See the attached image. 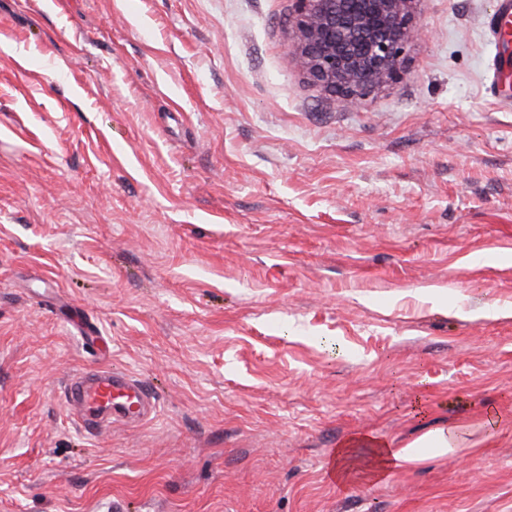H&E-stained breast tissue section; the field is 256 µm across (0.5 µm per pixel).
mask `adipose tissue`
<instances>
[{
  "mask_svg": "<svg viewBox=\"0 0 512 512\" xmlns=\"http://www.w3.org/2000/svg\"><path fill=\"white\" fill-rule=\"evenodd\" d=\"M461 445L462 442L453 429L430 431L399 448L368 435L357 434L336 448L332 457V477L341 485L356 477L379 480L394 466L416 462L426 453L433 456L445 455Z\"/></svg>",
  "mask_w": 512,
  "mask_h": 512,
  "instance_id": "1",
  "label": "adipose tissue"
}]
</instances>
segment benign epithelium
Here are the masks:
<instances>
[{
	"instance_id": "1",
	"label": "benign epithelium",
	"mask_w": 512,
	"mask_h": 512,
	"mask_svg": "<svg viewBox=\"0 0 512 512\" xmlns=\"http://www.w3.org/2000/svg\"><path fill=\"white\" fill-rule=\"evenodd\" d=\"M418 0H295L291 51L309 79L361 99L400 80L407 47L423 34Z\"/></svg>"
}]
</instances>
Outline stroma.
Returning <instances> with one entry per match:
<instances>
[{
	"label": "stroma",
	"instance_id": "35a3bbf8",
	"mask_svg": "<svg viewBox=\"0 0 512 512\" xmlns=\"http://www.w3.org/2000/svg\"><path fill=\"white\" fill-rule=\"evenodd\" d=\"M294 7L0 0V512H512L496 0H419L408 75L360 100L299 67ZM100 367L156 415L81 428ZM423 448L433 456L445 455L463 448L454 429H435L401 448L377 441L366 434H355L336 448L332 457V477L344 485L355 477L366 480L384 478L394 466L413 463L423 457Z\"/></svg>",
	"mask_w": 512,
	"mask_h": 512
}]
</instances>
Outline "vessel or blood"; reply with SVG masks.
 <instances>
[{"mask_svg": "<svg viewBox=\"0 0 512 512\" xmlns=\"http://www.w3.org/2000/svg\"><path fill=\"white\" fill-rule=\"evenodd\" d=\"M495 28L499 39L497 68L504 71L512 68L506 47L512 41V0H501ZM69 393L71 401L81 407L85 424L96 430L111 428L115 423L139 425L156 410L155 402L139 382L109 369L81 374L71 382Z\"/></svg>", "mask_w": 512, "mask_h": 512, "instance_id": "1", "label": "vessel or blood"}]
</instances>
